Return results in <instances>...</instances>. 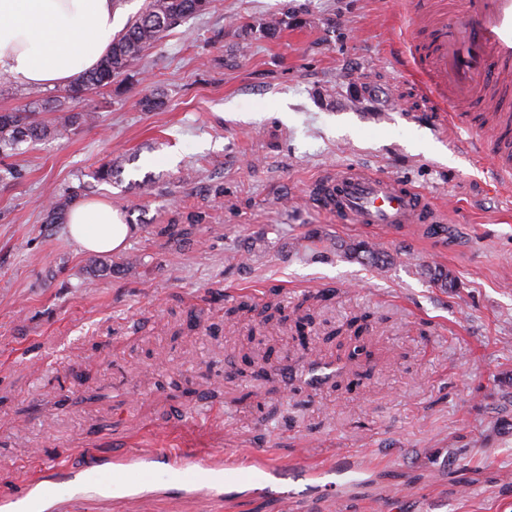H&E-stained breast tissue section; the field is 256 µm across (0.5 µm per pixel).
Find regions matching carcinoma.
Wrapping results in <instances>:
<instances>
[{"label": "carcinoma", "instance_id": "cac0c4a2", "mask_svg": "<svg viewBox=\"0 0 512 512\" xmlns=\"http://www.w3.org/2000/svg\"><path fill=\"white\" fill-rule=\"evenodd\" d=\"M212 0H145L141 12L127 28L112 40V49L98 65L83 73L65 93V99L73 102L47 107V101L35 97L25 105L0 113V156H8L27 141H36L80 126L96 122V113L80 106L84 95L97 88L108 86L119 78L133 76L134 69L146 52L157 44L176 24L191 16L209 12ZM54 113L53 119L40 118L43 109ZM44 223H66L65 205L51 200L43 207ZM349 255L381 262L382 254L375 244L361 240L348 245Z\"/></svg>", "mask_w": 512, "mask_h": 512}]
</instances>
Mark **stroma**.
<instances>
[{
	"label": "stroma",
	"instance_id": "obj_1",
	"mask_svg": "<svg viewBox=\"0 0 512 512\" xmlns=\"http://www.w3.org/2000/svg\"><path fill=\"white\" fill-rule=\"evenodd\" d=\"M433 40L402 0H214L148 50L126 92L87 94L97 126L6 158L0 493L88 452L227 448L284 467L304 448L280 485L304 501L307 472L360 454L348 512H512V184L407 66ZM145 96L164 104L142 110ZM107 160L118 176L95 182ZM351 164L437 197L456 251L379 233L383 263L346 257L365 231L309 191ZM82 184L133 229L107 273L42 219ZM197 211L207 226L179 233ZM271 302L310 314L309 351L265 318ZM363 314L368 375L303 372L335 366Z\"/></svg>",
	"mask_w": 512,
	"mask_h": 512
}]
</instances>
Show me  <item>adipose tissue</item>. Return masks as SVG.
I'll return each instance as SVG.
<instances>
[{"label":"adipose tissue","mask_w":512,"mask_h":512,"mask_svg":"<svg viewBox=\"0 0 512 512\" xmlns=\"http://www.w3.org/2000/svg\"><path fill=\"white\" fill-rule=\"evenodd\" d=\"M130 20L125 0H0V74L28 87L73 83ZM68 224L77 244L93 252L120 248L132 231L99 200L77 202Z\"/></svg>","instance_id":"1"}]
</instances>
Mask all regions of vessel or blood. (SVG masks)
Segmentation results:
<instances>
[{
	"instance_id": "b4317fda",
	"label": "vessel or blood",
	"mask_w": 512,
	"mask_h": 512,
	"mask_svg": "<svg viewBox=\"0 0 512 512\" xmlns=\"http://www.w3.org/2000/svg\"><path fill=\"white\" fill-rule=\"evenodd\" d=\"M432 26L436 39L422 69L426 92L455 127L494 131L489 147L496 173L500 181L512 180V114L492 108L477 120L467 110L471 101L493 105L512 90V0H450ZM310 193L319 210L336 223L394 237L414 227L428 240L444 238L445 206L406 181L353 165L324 175ZM112 462L140 466L165 480L163 495L173 507L186 497L187 486L197 482L210 500L223 502L224 471L239 465L227 454L187 449L124 450ZM102 464L100 456L87 454L75 463L43 467L19 493L0 496V512H65L72 502L91 500L96 494L93 472Z\"/></svg>"
}]
</instances>
